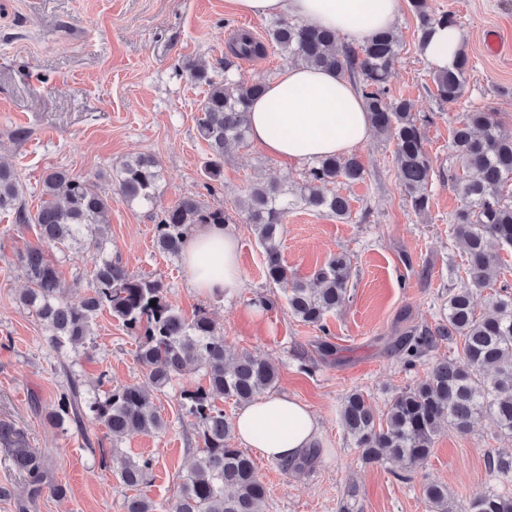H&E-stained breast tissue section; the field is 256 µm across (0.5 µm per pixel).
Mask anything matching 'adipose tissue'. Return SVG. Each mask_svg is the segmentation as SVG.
Listing matches in <instances>:
<instances>
[{"label": "adipose tissue", "mask_w": 512, "mask_h": 512, "mask_svg": "<svg viewBox=\"0 0 512 512\" xmlns=\"http://www.w3.org/2000/svg\"><path fill=\"white\" fill-rule=\"evenodd\" d=\"M237 12L258 17L286 14L308 25L360 41L392 28L404 0H232ZM458 28L435 25L421 47L437 70L452 67L462 45ZM252 140L268 154L311 162L345 155L366 141L371 127L361 95L332 69L285 68L248 113ZM192 287L206 296H233L241 286L238 238L229 225L194 224L183 258ZM234 424L240 442L267 459H284L320 437L309 408L281 394H264L239 410Z\"/></svg>", "instance_id": "adipose-tissue-1"}]
</instances>
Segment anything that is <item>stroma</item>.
Masks as SVG:
<instances>
[{
  "label": "stroma",
  "instance_id": "1",
  "mask_svg": "<svg viewBox=\"0 0 512 512\" xmlns=\"http://www.w3.org/2000/svg\"><path fill=\"white\" fill-rule=\"evenodd\" d=\"M433 12L455 15L472 67L457 103L439 105L430 92V66L420 54L417 21L404 7L394 24L400 54L390 79L395 97L414 112H429L426 148L434 169L431 205L415 213L400 189L391 142L370 137L355 148L365 176L338 182L349 197L354 219L344 221L308 211L289 214L281 250L288 266L304 278L333 255L351 263L349 298L330 314L327 332L295 320L280 288L267 284L264 254L239 200L256 183L299 185L305 168L267 155L256 143L231 148L213 190L203 187L208 153L196 119L202 86L183 70L189 60L223 57L236 31L265 37L267 21L234 11L231 0H0V163H7L36 208L44 173L51 168L95 179L109 197L110 247L127 269L161 280L169 301L185 315L205 309L223 332L230 354L248 352L278 370L277 392L305 403L321 426V453L310 468L284 472L256 457L267 490L268 512H428L424 490L447 487L457 505L477 494L512 491V482L489 472L488 455L512 453L486 418L470 431L442 428L431 455L413 468L366 462L341 421L346 397L361 391L376 412L392 395L424 379L447 358L461 359L459 345L441 340L405 367L396 342L444 319L448 291L465 276V256L448 237V225L462 200L449 181L459 162L451 150L452 129L462 112H492L512 129V52L493 55L485 36L494 30L512 42V0H428ZM24 127L26 141L12 133ZM146 155L158 164L157 209L121 201L111 170L130 157ZM192 195L223 208L240 241L242 287L235 296L197 293L178 258L154 248L158 208ZM32 229L0 215V424L21 431L38 449L65 498L42 493L30 499L27 479L13 466L0 439V512H126L135 491L120 482L112 452L154 461L138 492L168 508L198 450V427L179 407L178 387L155 404L169 425L159 434L128 433L113 443L106 429L86 421L84 429L56 427L45 414L72 384L104 394L141 382L136 342L110 313L96 319L87 343L53 350L35 315L19 301L27 282L13 254ZM63 288L79 301L101 260L94 246L76 257L55 252ZM306 355L312 369L299 370Z\"/></svg>",
  "mask_w": 512,
  "mask_h": 512
}]
</instances>
